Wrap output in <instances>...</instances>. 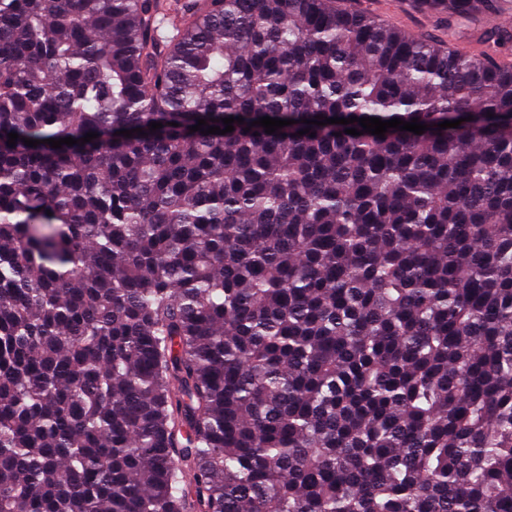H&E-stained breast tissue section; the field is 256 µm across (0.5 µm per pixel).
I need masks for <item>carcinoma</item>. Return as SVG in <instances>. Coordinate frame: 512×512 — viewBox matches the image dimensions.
I'll use <instances>...</instances> for the list:
<instances>
[{
  "label": "carcinoma",
  "mask_w": 512,
  "mask_h": 512,
  "mask_svg": "<svg viewBox=\"0 0 512 512\" xmlns=\"http://www.w3.org/2000/svg\"><path fill=\"white\" fill-rule=\"evenodd\" d=\"M498 3L0 0V512H512ZM402 0H360V6L376 12L383 20L413 35L436 34L433 19L427 15L398 10L395 2Z\"/></svg>",
  "instance_id": "carcinoma-1"
}]
</instances>
